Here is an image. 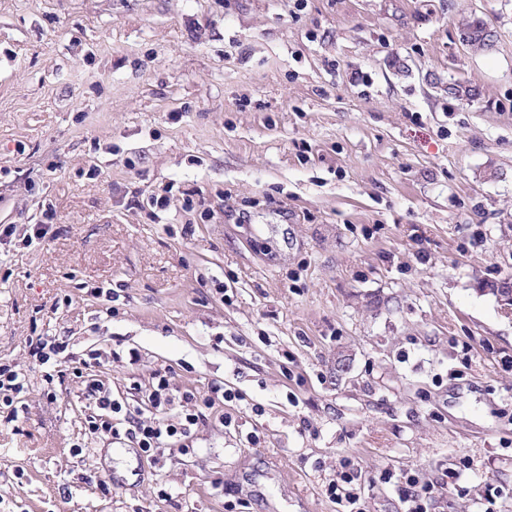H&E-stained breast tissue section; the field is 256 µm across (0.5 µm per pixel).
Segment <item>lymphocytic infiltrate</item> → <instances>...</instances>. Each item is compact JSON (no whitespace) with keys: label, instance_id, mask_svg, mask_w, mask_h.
Here are the masks:
<instances>
[{"label":"lymphocytic infiltrate","instance_id":"lymphocytic-infiltrate-1","mask_svg":"<svg viewBox=\"0 0 512 512\" xmlns=\"http://www.w3.org/2000/svg\"><path fill=\"white\" fill-rule=\"evenodd\" d=\"M89 367V361L85 360L69 372L62 368L55 369L54 375L60 378L70 373L84 379V395L92 408L86 422L92 433L115 439L127 438L150 457L163 454L169 447H185L200 419L198 405H212L218 398L226 401L236 398L234 392L224 389L220 384L211 385L208 395L200 400L189 391L174 396L168 374L159 372L155 374L149 388L143 391L144 399L161 413L159 419L148 422L140 419L138 410L124 409L120 401L113 399L111 390L103 382L85 379L84 372ZM119 413L125 416L126 429H119L114 421L115 415ZM326 492L339 505L340 512H363L360 506V474L352 460H340L336 476L327 484Z\"/></svg>","mask_w":512,"mask_h":512}]
</instances>
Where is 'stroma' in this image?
Wrapping results in <instances>:
<instances>
[{"label": "stroma", "instance_id": "obj_1", "mask_svg": "<svg viewBox=\"0 0 512 512\" xmlns=\"http://www.w3.org/2000/svg\"><path fill=\"white\" fill-rule=\"evenodd\" d=\"M473 16L491 48L461 44ZM48 209L0 249L27 387L0 512H336L345 457L365 512H402L387 470L436 482L430 512L490 484L512 512V0H0V224ZM40 336L133 407L158 370L242 398L150 457L89 431Z\"/></svg>", "mask_w": 512, "mask_h": 512}]
</instances>
